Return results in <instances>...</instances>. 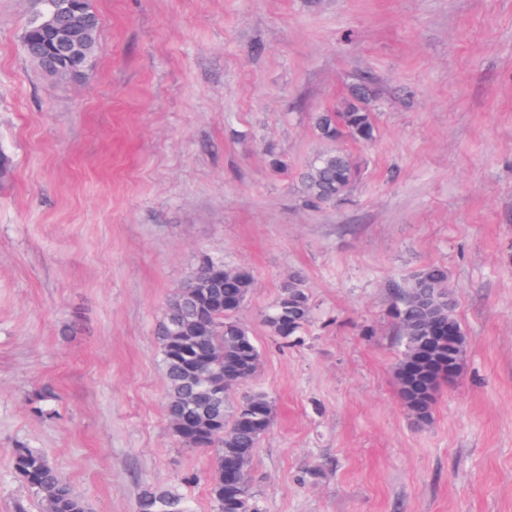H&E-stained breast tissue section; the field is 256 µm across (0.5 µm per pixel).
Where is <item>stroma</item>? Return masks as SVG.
<instances>
[{"label": "stroma", "instance_id": "obj_1", "mask_svg": "<svg viewBox=\"0 0 512 512\" xmlns=\"http://www.w3.org/2000/svg\"><path fill=\"white\" fill-rule=\"evenodd\" d=\"M80 80L20 51L36 0H0V512H42L14 448L44 451L93 512L144 486L212 512V454L166 413L156 325L202 257L248 266L240 312L273 402L250 465L262 512H512V0H91ZM370 79L373 141L342 204L299 176L313 116ZM288 162L284 172L270 154ZM447 267L464 367L418 424L389 309ZM302 275L314 320L262 313ZM54 418L34 411L43 388ZM312 310L311 295L304 280L293 275L280 285L262 321L272 336L288 346L298 342L305 333L311 322Z\"/></svg>", "mask_w": 512, "mask_h": 512}]
</instances>
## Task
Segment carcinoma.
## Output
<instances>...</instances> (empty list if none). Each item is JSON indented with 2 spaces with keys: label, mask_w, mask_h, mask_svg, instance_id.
<instances>
[{
  "label": "carcinoma",
  "mask_w": 512,
  "mask_h": 512,
  "mask_svg": "<svg viewBox=\"0 0 512 512\" xmlns=\"http://www.w3.org/2000/svg\"><path fill=\"white\" fill-rule=\"evenodd\" d=\"M37 31L21 41L27 57L42 50ZM373 93L365 82L334 110L316 114L315 130L324 141L344 138L369 142L375 136ZM359 175L351 156L340 149L314 157L300 175L306 205L319 208L346 199ZM255 285L246 266L229 268L205 257L195 274L170 299L158 324L161 364L168 385L167 412L175 435L190 448L214 449L209 477L213 512H260L249 485V467L261 439L273 423V404L262 392L226 406L221 397L213 410H195L188 400L209 402L253 379L261 349L238 314ZM454 290L448 271L427 265L397 289L392 314L398 325L402 354L395 368L398 393L406 409L421 424L432 417L436 394L459 375L464 332L456 318ZM312 299L299 275L288 277L262 321L284 345L299 341L312 315ZM12 469L44 512H92L90 503L40 450L14 449ZM137 512H187L184 498L169 489L146 486Z\"/></svg>",
  "instance_id": "obj_1"
}]
</instances>
